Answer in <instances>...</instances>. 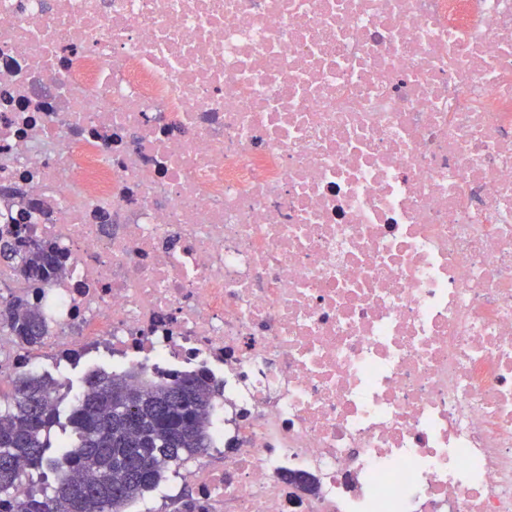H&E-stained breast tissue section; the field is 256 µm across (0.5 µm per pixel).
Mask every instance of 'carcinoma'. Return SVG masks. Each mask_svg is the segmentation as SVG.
Returning <instances> with one entry per match:
<instances>
[{"label": "carcinoma", "instance_id": "carcinoma-1", "mask_svg": "<svg viewBox=\"0 0 512 512\" xmlns=\"http://www.w3.org/2000/svg\"><path fill=\"white\" fill-rule=\"evenodd\" d=\"M61 257L49 245H23L19 235L0 239V264L21 278L46 283ZM0 330L35 347L47 328L38 310L17 294L0 302ZM132 375L94 374L92 396L71 409L75 440L51 438L57 399L50 381L36 376L12 380L13 394L0 410V506L10 512H126L154 490L170 465L209 447L208 429L221 391L191 375L141 384L135 397L123 388ZM57 454L56 485L38 495L22 490V465L42 466L48 450Z\"/></svg>", "mask_w": 512, "mask_h": 512}]
</instances>
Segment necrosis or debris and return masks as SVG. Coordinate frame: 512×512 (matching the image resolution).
<instances>
[{
	"mask_svg": "<svg viewBox=\"0 0 512 512\" xmlns=\"http://www.w3.org/2000/svg\"><path fill=\"white\" fill-rule=\"evenodd\" d=\"M21 215L0 380L222 391L169 512H512V0H0ZM19 233H15L13 239H0V264L9 265L28 282H48L52 273L58 270L61 257L50 245L24 246ZM0 330H6L28 347L39 345L47 332L41 314L20 294L0 302Z\"/></svg>",
	"mask_w": 512,
	"mask_h": 512,
	"instance_id": "4bbe7bcc",
	"label": "necrosis or debris"
}]
</instances>
